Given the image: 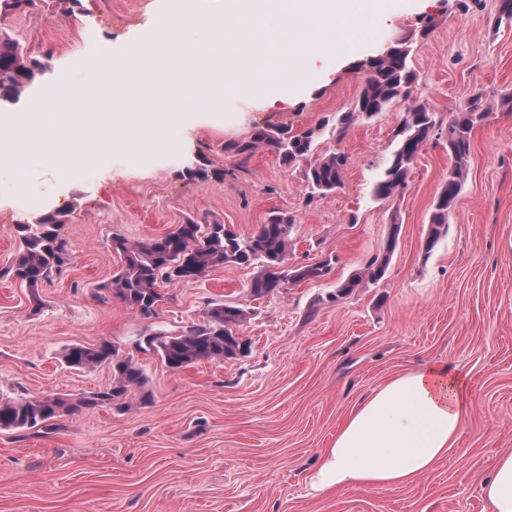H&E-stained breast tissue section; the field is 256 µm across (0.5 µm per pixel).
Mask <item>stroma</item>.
Returning <instances> with one entry per match:
<instances>
[{"label": "stroma", "mask_w": 512, "mask_h": 512, "mask_svg": "<svg viewBox=\"0 0 512 512\" xmlns=\"http://www.w3.org/2000/svg\"><path fill=\"white\" fill-rule=\"evenodd\" d=\"M169 7L40 0L0 14V30L47 65L20 106L47 87L81 85L88 65L145 39ZM396 36L412 47L409 98L356 122L343 140L319 141L320 152L348 157L340 190L309 197L300 169L275 154L260 149L243 161L228 151L255 128L300 131L348 111L363 82L354 62ZM331 38L328 23L272 12L246 52L254 68L284 69L289 47ZM314 66L321 78L289 104L230 92L219 113L190 110L175 148L145 158L112 151L71 183L35 163L28 192L0 179V270L17 255L18 225L45 213L61 214L58 232L72 249L70 265L42 283L39 313L28 288L0 277V397L74 399L105 389L108 369L79 371L62 358L67 345L105 340L142 364L150 393L124 413L99 406L52 430L1 431L0 512H487L482 485L496 456L512 451V109L499 102L512 88V24L498 22L496 0H432L426 11L375 22L363 50L329 53ZM478 92L490 115L473 132L448 232L428 252L432 203L452 165L446 140L420 153L403 198L375 199L372 187L400 112L423 103L444 117ZM274 211L296 220L290 263L331 259L324 278L257 298L256 267L227 264L163 285L166 300L149 320L104 288L119 265L113 235L137 243L191 217L246 236ZM394 223L399 243L385 277L335 299L337 284L365 266ZM213 302L249 313L239 329L249 347L238 357L173 371L138 349L143 335L202 322ZM425 362L467 374L474 400L448 457L407 485L310 494L319 453L354 405Z\"/></svg>", "instance_id": "stroma-1"}]
</instances>
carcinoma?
I'll return each mask as SVG.
<instances>
[{
	"label": "carcinoma",
	"instance_id": "1",
	"mask_svg": "<svg viewBox=\"0 0 512 512\" xmlns=\"http://www.w3.org/2000/svg\"><path fill=\"white\" fill-rule=\"evenodd\" d=\"M410 46L403 40L398 46L355 64L365 73L353 107L332 118H325L305 131L295 133L286 126L257 127L251 135L227 146L238 156L251 157L263 149L276 154L289 166H302V177L310 195L335 192L343 185L347 156L344 152L320 154L317 145L325 132L342 140L351 125L372 120L408 96L413 75L409 67ZM46 64L24 53L20 42L0 33V101L15 102L37 78ZM488 114L480 93L469 100V111L448 114V126L426 105H417L400 114L396 125V144L373 186L379 200L397 199L408 187L412 167L435 131L446 129L448 154L453 159L448 177L436 194L430 216L431 227L425 252L434 248L448 230V218L454 210L464 180L475 126ZM60 214L40 217L34 224L18 225L19 249L13 264L0 270L30 289L31 311L42 308L39 286L70 263L69 242L60 237ZM295 225L291 215L274 212L266 223L248 236H242L224 224H202L193 219L178 224L166 234L130 244L120 236L112 237V250L118 254L121 270L110 280L109 288L139 314L157 315L163 301L160 288L165 283L192 282L210 269L225 264L259 265L250 284L251 293L261 298L278 292L287 283L315 281L330 271L331 260L301 265L288 264L290 236ZM399 241V225H390L381 249L358 272L337 285L336 299L351 295L366 282L376 283L387 273ZM246 318L244 309L230 303H215L201 323H192L177 332H156L142 336L137 348L155 352L167 368L175 371L202 360H224L237 356L240 348L238 329ZM63 360L76 370L106 367L112 383L104 391L91 392L74 401L58 396H18L0 398V431L21 432L36 427L51 429L61 417L78 409L109 405L130 408L133 400L149 397L147 375L131 355H121L109 341L94 347L71 344L63 350Z\"/></svg>",
	"mask_w": 512,
	"mask_h": 512
}]
</instances>
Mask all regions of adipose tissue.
<instances>
[{
	"label": "adipose tissue",
	"mask_w": 512,
	"mask_h": 512,
	"mask_svg": "<svg viewBox=\"0 0 512 512\" xmlns=\"http://www.w3.org/2000/svg\"><path fill=\"white\" fill-rule=\"evenodd\" d=\"M471 404L465 375L451 365L428 363L394 375L351 411L321 451L311 493L421 479L460 440ZM482 496L488 512H512V451L497 456Z\"/></svg>",
	"instance_id": "obj_1"
}]
</instances>
